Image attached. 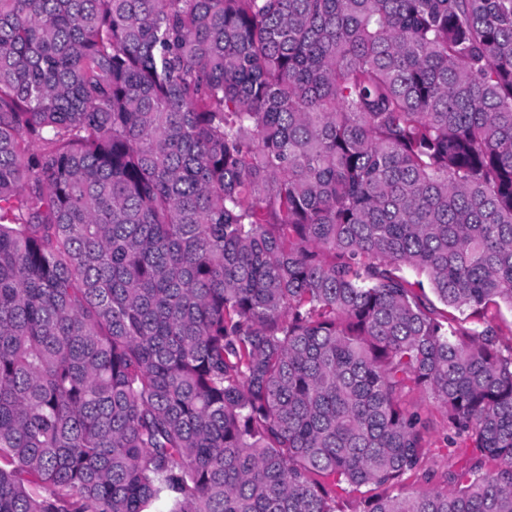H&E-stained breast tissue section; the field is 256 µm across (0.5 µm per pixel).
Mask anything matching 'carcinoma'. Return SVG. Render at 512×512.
<instances>
[{
	"label": "carcinoma",
	"mask_w": 512,
	"mask_h": 512,
	"mask_svg": "<svg viewBox=\"0 0 512 512\" xmlns=\"http://www.w3.org/2000/svg\"><path fill=\"white\" fill-rule=\"evenodd\" d=\"M504 308L512 0H0V512H512ZM410 404H418L424 409L426 413H429L437 424L439 433L432 439L433 445L429 448L428 452V465L434 469L443 470L446 465V459L443 457V450L440 447V439L443 432V421L440 410L433 402L432 399L428 398L421 392H414L407 398Z\"/></svg>",
	"instance_id": "obj_1"
}]
</instances>
